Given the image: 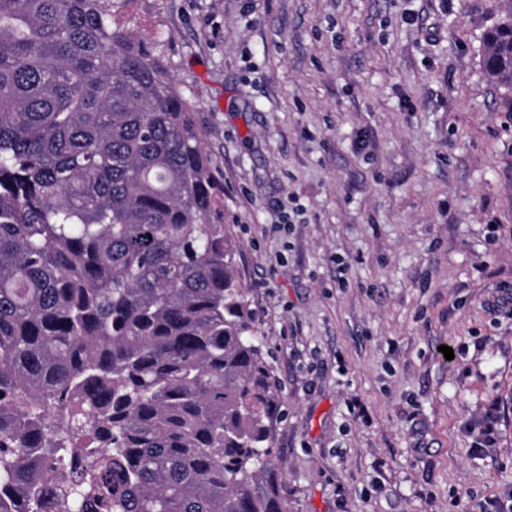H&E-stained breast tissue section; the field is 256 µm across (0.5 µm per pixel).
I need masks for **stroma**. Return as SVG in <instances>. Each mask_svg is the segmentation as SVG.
<instances>
[{
    "instance_id": "1",
    "label": "stroma",
    "mask_w": 512,
    "mask_h": 512,
    "mask_svg": "<svg viewBox=\"0 0 512 512\" xmlns=\"http://www.w3.org/2000/svg\"><path fill=\"white\" fill-rule=\"evenodd\" d=\"M112 13L203 132L288 512H512V85L482 63L512 0Z\"/></svg>"
}]
</instances>
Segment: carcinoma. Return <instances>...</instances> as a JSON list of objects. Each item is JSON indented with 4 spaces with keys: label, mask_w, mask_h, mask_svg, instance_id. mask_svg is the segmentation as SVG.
Masks as SVG:
<instances>
[{
    "label": "carcinoma",
    "mask_w": 512,
    "mask_h": 512,
    "mask_svg": "<svg viewBox=\"0 0 512 512\" xmlns=\"http://www.w3.org/2000/svg\"><path fill=\"white\" fill-rule=\"evenodd\" d=\"M512 83V19L484 37ZM212 161L104 0H0V512H288Z\"/></svg>",
    "instance_id": "1"
}]
</instances>
